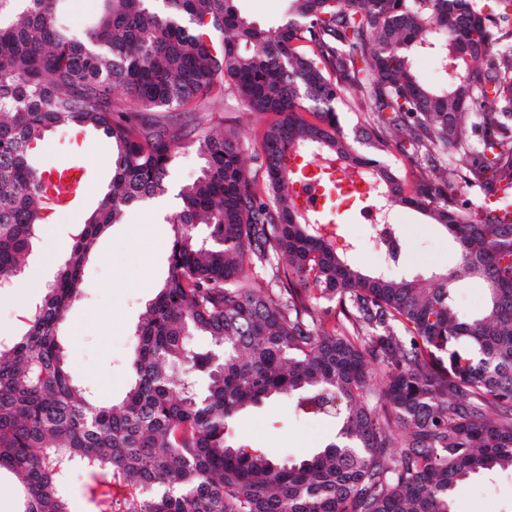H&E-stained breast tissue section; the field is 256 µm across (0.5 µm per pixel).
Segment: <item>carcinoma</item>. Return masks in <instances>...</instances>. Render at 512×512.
<instances>
[{
    "mask_svg": "<svg viewBox=\"0 0 512 512\" xmlns=\"http://www.w3.org/2000/svg\"><path fill=\"white\" fill-rule=\"evenodd\" d=\"M15 2L0 16V280L22 274L48 211L69 208L50 190L87 181L75 160L30 163L47 134L112 143L107 192L0 349V474L21 481L18 512H71L73 469L97 512H457L461 485L512 474V0L488 15L477 0H288L267 27L238 0H99L81 29L70 0ZM421 55L443 83L420 77ZM216 93L276 116L255 168L237 129L161 116L210 111ZM347 100L370 113L377 151L388 133L431 164L411 195L355 150ZM184 141L204 165L178 186L167 276L134 331L128 390L105 405L72 376L60 323L94 242L167 191ZM308 147L370 168L385 204L446 230L460 269L365 274L337 253L291 195L288 159ZM458 179L498 204L472 218ZM466 275L487 285L474 315L453 286ZM271 398L335 434L287 461L235 440V417Z\"/></svg>",
    "mask_w": 512,
    "mask_h": 512,
    "instance_id": "1",
    "label": "carcinoma"
}]
</instances>
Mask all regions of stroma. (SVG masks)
Instances as JSON below:
<instances>
[{"label": "stroma", "instance_id": "35a3bbf8", "mask_svg": "<svg viewBox=\"0 0 512 512\" xmlns=\"http://www.w3.org/2000/svg\"><path fill=\"white\" fill-rule=\"evenodd\" d=\"M225 128L245 132V156L259 152L268 116L248 112L236 102L224 103ZM79 153L90 171L89 195L77 208L55 211L53 237L37 241L25 259L23 275L29 289L0 290V342L10 341L24 329L21 312L37 301L43 285L67 259L56 249L57 239H71L97 207L112 177L111 149L105 137L86 131ZM179 206L173 195L128 209L123 223L112 225L99 239L87 261L82 296L67 310L61 334L76 380L90 382L101 401L121 398L128 387L133 333L146 302L166 276L172 227L166 218ZM403 231L400 260L394 274L450 272L459 253L439 225L409 207L397 210ZM234 431L238 439L280 457L309 454L324 446L334 429L321 418L295 416L287 401L270 399L239 414ZM459 512H512V477L481 479L465 485L457 498Z\"/></svg>", "mask_w": 512, "mask_h": 512}]
</instances>
